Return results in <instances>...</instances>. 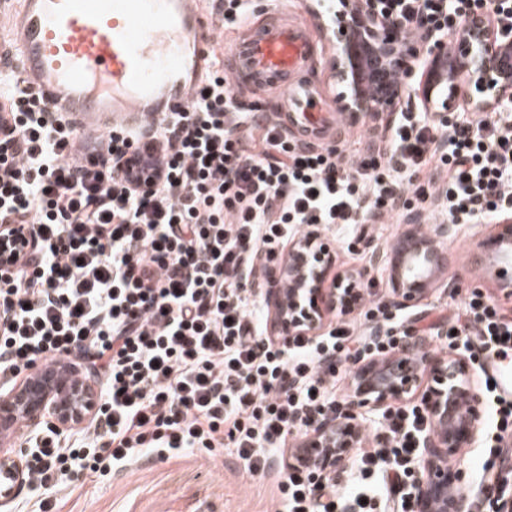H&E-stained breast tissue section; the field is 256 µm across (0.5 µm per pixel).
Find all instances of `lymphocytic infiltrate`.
<instances>
[{
  "label": "lymphocytic infiltrate",
  "mask_w": 512,
  "mask_h": 512,
  "mask_svg": "<svg viewBox=\"0 0 512 512\" xmlns=\"http://www.w3.org/2000/svg\"><path fill=\"white\" fill-rule=\"evenodd\" d=\"M485 0H380L404 34L455 30ZM23 86L0 97V225L39 241L0 276V384L57 358L100 384L96 415L65 445L54 429L30 447L29 486L49 493L66 476H105L144 455L165 460L231 443L266 472L289 436L340 412L327 385L337 362L356 363L349 328L282 345L267 334L250 286L266 264L308 228L356 224L393 210L400 166L419 200L441 196L442 214L467 224L512 209V125L478 113L460 125L400 112L370 155L288 149V134L258 118L224 73L223 53L197 98L153 122L149 132L99 135L76 148L77 132ZM449 346L466 348L495 399V436L480 454L487 477L475 512H497L512 482L495 475L512 437V395L495 386L512 357V320L475 292L451 318ZM424 404L387 412L381 447L362 451L413 512L417 436ZM283 512H375L363 491L350 500L326 490L316 467L289 468L278 484Z\"/></svg>",
  "instance_id": "f902f5d3"
}]
</instances>
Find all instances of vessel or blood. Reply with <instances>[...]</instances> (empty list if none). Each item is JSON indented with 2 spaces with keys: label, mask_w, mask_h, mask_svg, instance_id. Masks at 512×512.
<instances>
[{
  "label": "vessel or blood",
  "mask_w": 512,
  "mask_h": 512,
  "mask_svg": "<svg viewBox=\"0 0 512 512\" xmlns=\"http://www.w3.org/2000/svg\"><path fill=\"white\" fill-rule=\"evenodd\" d=\"M0 57L16 56L22 86L73 120L78 143L96 138L94 117L135 131L193 101L208 67L198 0H0ZM315 37L298 19L245 22L225 57L236 88L264 89L308 140L345 134L328 117L327 90L306 77Z\"/></svg>",
  "instance_id": "1"
}]
</instances>
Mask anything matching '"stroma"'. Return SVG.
Wrapping results in <instances>:
<instances>
[{
	"instance_id": "1",
	"label": "stroma",
	"mask_w": 512,
	"mask_h": 512,
	"mask_svg": "<svg viewBox=\"0 0 512 512\" xmlns=\"http://www.w3.org/2000/svg\"><path fill=\"white\" fill-rule=\"evenodd\" d=\"M404 210L369 224H338L325 233L324 242L333 251L335 262L327 271L328 280H336L351 270L366 271L372 284V301L383 306V313L367 315L364 305L334 314V321L351 323L357 338L371 336L374 329L402 332L412 328L424 331L430 354L449 352L442 332L456 308L472 291H480L512 319V299L505 297L497 284L482 277L467 260L473 251L476 232H488L494 222L461 225L457 236L449 240L447 262L442 277L417 310L402 311L390 305L387 274L368 270L373 250L389 251L393 238L403 228L405 210L422 215V228H430L436 218L421 204L412 190H405ZM56 512H277L279 507L274 475L250 473L234 448L210 454L194 450L183 456L159 461L140 458L104 477H82L60 487L52 495Z\"/></svg>"
}]
</instances>
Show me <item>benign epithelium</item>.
I'll return each instance as SVG.
<instances>
[{"instance_id":"1","label":"benign epithelium","mask_w":512,"mask_h":512,"mask_svg":"<svg viewBox=\"0 0 512 512\" xmlns=\"http://www.w3.org/2000/svg\"><path fill=\"white\" fill-rule=\"evenodd\" d=\"M336 41L330 76L338 88L336 106L351 117H379L402 109L404 94L423 92L436 103L437 112H494L512 100V30H492L483 16L475 15L455 34L457 51L448 53V34L432 27L416 41L380 14L379 0H338L326 25ZM364 65L380 94L372 97L356 89L359 65ZM11 224L0 225V270L22 262L23 254L38 246L24 235L26 244L14 243ZM448 219L432 225L424 242L409 250L396 263L394 251L375 250L372 267L388 270L391 303L416 307L433 286L432 270L443 263L442 247L457 235ZM319 240L316 233L288 243V257L268 268L266 303L273 312L272 335L283 342L297 334L320 329L326 318L351 302V293L322 287L327 267L335 261L329 252L308 250ZM431 385L423 395L429 429L421 439L423 455L415 469L422 476L412 497L417 512H470L468 497L459 489L462 471L448 468V456L475 442L483 411L472 381V367L463 357H433L418 336L402 341L396 358L370 357L354 364L351 400L338 417L315 422L305 442L308 463L329 477L346 466L350 452L363 445L362 422L390 399L412 393L424 376ZM98 390L83 380L62 360L54 366L48 387L36 397L19 389L0 394V509L15 499L24 480V462L10 442L7 424L21 415L24 432L34 436L44 424L71 435L92 419L97 410Z\"/></svg>"}]
</instances>
